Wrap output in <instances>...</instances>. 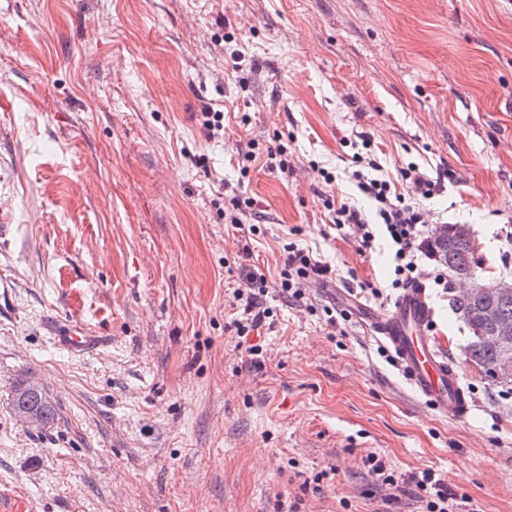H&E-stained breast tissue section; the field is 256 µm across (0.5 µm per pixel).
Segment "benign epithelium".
I'll use <instances>...</instances> for the list:
<instances>
[{"label":"benign epithelium","instance_id":"1","mask_svg":"<svg viewBox=\"0 0 512 512\" xmlns=\"http://www.w3.org/2000/svg\"><path fill=\"white\" fill-rule=\"evenodd\" d=\"M454 284L464 289L466 294L480 292L487 295L486 303L469 309L466 318L491 336L502 350V358L493 370L496 383H512V322L501 316L497 308L498 302L512 298V279L486 281L467 269L455 272Z\"/></svg>","mask_w":512,"mask_h":512}]
</instances>
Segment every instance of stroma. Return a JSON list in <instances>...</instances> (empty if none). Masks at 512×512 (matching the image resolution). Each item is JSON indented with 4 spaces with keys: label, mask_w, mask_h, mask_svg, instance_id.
Masks as SVG:
<instances>
[{
    "label": "stroma",
    "mask_w": 512,
    "mask_h": 512,
    "mask_svg": "<svg viewBox=\"0 0 512 512\" xmlns=\"http://www.w3.org/2000/svg\"><path fill=\"white\" fill-rule=\"evenodd\" d=\"M277 137L288 172L240 164ZM365 139L399 193L408 164L440 178L408 205L468 225L479 275L512 278V0H0V512H422L371 454L512 512V385L466 358L444 288L462 420L324 312L390 306L384 241L359 251L325 207L369 208ZM236 193L258 232L225 223ZM288 243L336 271L302 303L278 293ZM255 265L275 323L254 361L232 291ZM71 321L95 348L56 343ZM30 376L57 404L39 430L10 407Z\"/></svg>",
    "instance_id": "stroma-1"
}]
</instances>
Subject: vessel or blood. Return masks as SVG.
<instances>
[{
    "mask_svg": "<svg viewBox=\"0 0 512 512\" xmlns=\"http://www.w3.org/2000/svg\"><path fill=\"white\" fill-rule=\"evenodd\" d=\"M367 331L391 349L415 395L440 414L462 419L471 411L459 373L439 352L432 335V309L423 283L403 289L385 316L365 319ZM58 342L71 350L90 346L92 338L80 325L58 332Z\"/></svg>",
    "mask_w": 512,
    "mask_h": 512,
    "instance_id": "1",
    "label": "vessel or blood"
}]
</instances>
